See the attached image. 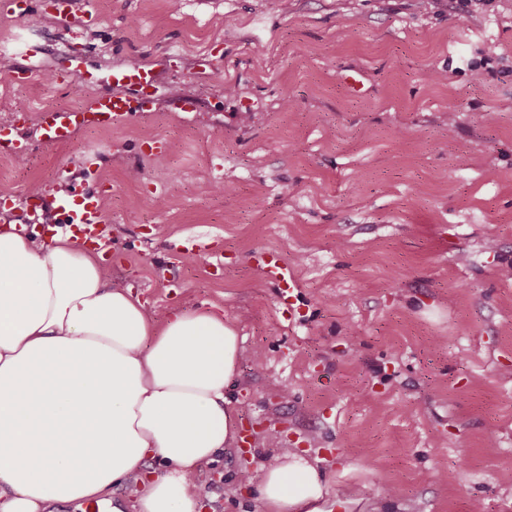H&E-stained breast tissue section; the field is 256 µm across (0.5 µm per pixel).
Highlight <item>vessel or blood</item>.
Returning a JSON list of instances; mask_svg holds the SVG:
<instances>
[{
    "mask_svg": "<svg viewBox=\"0 0 512 512\" xmlns=\"http://www.w3.org/2000/svg\"><path fill=\"white\" fill-rule=\"evenodd\" d=\"M112 83L117 87L116 92L97 96L87 108L44 113L43 120L48 127L50 143L70 141L79 127L109 126L144 111L145 97L123 94L122 89L127 85L142 88L149 86L146 73L136 68L117 71L112 75ZM50 207L57 212L59 223L79 234L84 244L101 247L106 218L99 202L94 195L74 188L60 196L50 194L45 189L31 192L21 201L7 195L1 196L0 229L33 232ZM261 264L268 278L281 283L280 297L283 305H290L293 292L298 286L297 279L273 253H264Z\"/></svg>",
    "mask_w": 512,
    "mask_h": 512,
    "instance_id": "1",
    "label": "vessel or blood"
}]
</instances>
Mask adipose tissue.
<instances>
[{"instance_id":"adipose-tissue-1","label":"adipose tissue","mask_w":512,"mask_h":512,"mask_svg":"<svg viewBox=\"0 0 512 512\" xmlns=\"http://www.w3.org/2000/svg\"><path fill=\"white\" fill-rule=\"evenodd\" d=\"M237 328L205 308L157 320L73 234L0 232V512L105 503L198 512L196 475L234 444ZM263 512H321L290 448L260 464Z\"/></svg>"}]
</instances>
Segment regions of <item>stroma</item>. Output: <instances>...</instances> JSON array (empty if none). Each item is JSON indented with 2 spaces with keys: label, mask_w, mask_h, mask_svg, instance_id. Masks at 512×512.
Returning a JSON list of instances; mask_svg holds the SVG:
<instances>
[{
  "label": "stroma",
  "mask_w": 512,
  "mask_h": 512,
  "mask_svg": "<svg viewBox=\"0 0 512 512\" xmlns=\"http://www.w3.org/2000/svg\"><path fill=\"white\" fill-rule=\"evenodd\" d=\"M291 3L0 0V125L28 146L0 192L75 174L113 281L156 319L236 324L247 438L197 475L200 512H262L239 476L281 448L324 512H512V0ZM127 68L153 78L147 111L49 143L45 111ZM263 251L300 281L294 318Z\"/></svg>",
  "instance_id": "35a3bbf8"
}]
</instances>
